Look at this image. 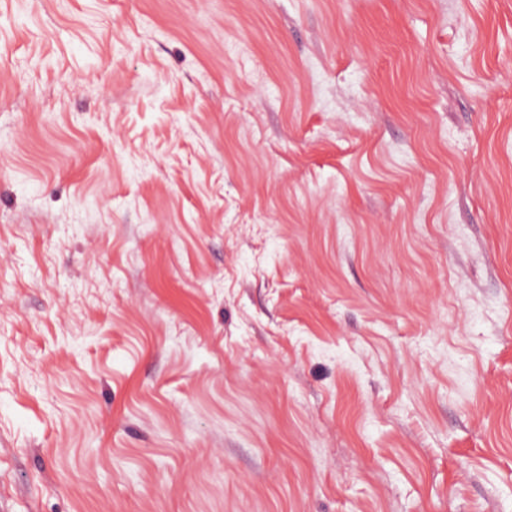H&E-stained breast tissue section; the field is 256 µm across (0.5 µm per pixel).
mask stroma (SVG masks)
Instances as JSON below:
<instances>
[{
    "label": "stroma",
    "instance_id": "obj_1",
    "mask_svg": "<svg viewBox=\"0 0 512 512\" xmlns=\"http://www.w3.org/2000/svg\"><path fill=\"white\" fill-rule=\"evenodd\" d=\"M0 512H512V0H0Z\"/></svg>",
    "mask_w": 512,
    "mask_h": 512
}]
</instances>
